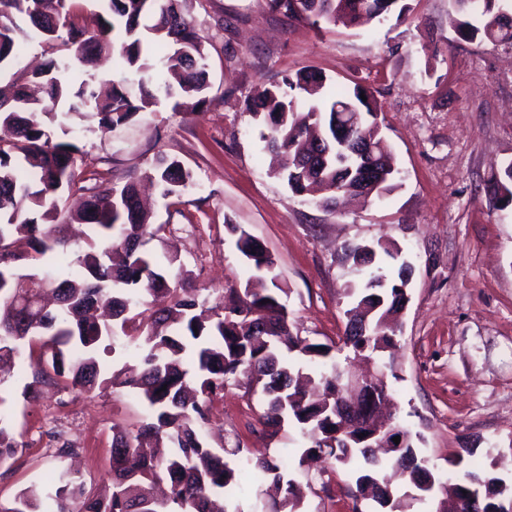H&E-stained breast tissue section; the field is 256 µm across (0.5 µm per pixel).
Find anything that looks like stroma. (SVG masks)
<instances>
[{
  "mask_svg": "<svg viewBox=\"0 0 512 512\" xmlns=\"http://www.w3.org/2000/svg\"><path fill=\"white\" fill-rule=\"evenodd\" d=\"M411 7L405 19L318 30L267 0H194L208 53L207 105L193 111L164 99L109 130L77 121L81 166L118 181L157 154L180 160L194 182L171 206L153 195L166 232L146 246L177 253L170 282L214 298L241 286L250 271L226 230L239 225L274 255L299 336L332 346L341 362L352 354L341 336L343 287L353 277L341 248L395 240L414 268L396 375L386 380L397 421L437 470H451L466 443L475 453L461 469L490 467L512 480V207L490 208L484 191L493 168L512 159V46L460 39L453 0ZM300 70L320 73L330 88L373 93L398 171L386 199L331 213L274 175L266 128L245 100ZM23 386L16 376L5 384L19 451L0 467V501L73 466L87 496L105 493L112 427L137 431L151 419L147 402L109 384L35 399ZM260 411L246 378L230 380L211 405L209 447L287 455L310 482L307 512H351L350 476L328 460L299 464L291 426L273 437L252 433Z\"/></svg>",
  "mask_w": 512,
  "mask_h": 512,
  "instance_id": "35a3bbf8",
  "label": "stroma"
}]
</instances>
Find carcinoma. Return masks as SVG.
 <instances>
[{
	"label": "carcinoma",
	"instance_id": "cac0c4a2",
	"mask_svg": "<svg viewBox=\"0 0 512 512\" xmlns=\"http://www.w3.org/2000/svg\"><path fill=\"white\" fill-rule=\"evenodd\" d=\"M0 0V66L19 62L24 44L36 37L52 49L42 67L12 74L15 92L0 96V378L15 366L28 382L26 397L48 386L57 391L89 392L99 383L98 351L125 331L131 302L141 311L136 348L139 366L126 385L143 397L152 421L137 433L112 436V493L84 496L80 477L61 470L48 474L0 503V512H243L241 498L255 480L284 486L273 512H302L306 494L301 473L288 469L279 455L256 459L237 447L231 463L209 448L201 428L209 422V406L224 396L229 379L247 378L261 397L259 423L276 429L295 425L307 440L301 453L325 455L346 470L355 486L371 483L381 491L376 512H411L414 504H443L445 512H468L462 500L477 492L483 499L512 502V482L490 471L465 470L446 476L430 466L413 445L409 430L398 427L401 447L382 458L363 436L336 433V407L344 391L337 388L341 368L331 362L332 348L298 336L281 302L276 262L265 247L242 227L227 225L251 270L233 299L206 309L205 301L183 288L170 287L168 268L177 258L141 250L165 230L139 201L140 183L151 182L165 200L180 197L193 174L180 161L160 156L148 168L134 171L122 183L92 173L94 185L77 171L73 142L54 139L52 127L67 136L73 116L95 118L115 127L161 98L176 97L193 110L208 102L211 88L206 51L189 4L193 0H99L101 27L91 34L78 21V0ZM268 0L269 6L291 18L346 26L367 23L396 12L411 11L406 0ZM501 0H455L461 20L458 36L512 46V29L497 26ZM117 56L124 71L139 75V99L126 90L125 79L98 81V64ZM325 79L310 71L287 76L246 101V110L268 129L265 148L285 158L278 177L301 195L312 187L321 192L316 204L336 207V199L355 194L354 174L330 155L318 167L297 166L318 145L336 136L334 125L349 119V107L364 115L355 134L375 146L377 166L385 175L362 194L378 199L397 188L396 170L377 122V105L356 85L336 93L329 103L298 111L302 93ZM365 98H360V95ZM320 129L323 138L312 133ZM489 205L503 210L512 203V160L490 178ZM89 225L90 234L76 251L69 230ZM24 236L31 252L12 250ZM343 261L364 286L350 280L347 322L359 325L352 348L367 357L394 345L399 313L408 298L412 267L402 262L387 277L376 262L398 259V244L379 237L367 244L342 247ZM25 261L52 267L35 292L52 290L59 308L31 313L19 299L20 266ZM270 280V288L252 283ZM319 363L329 372H317ZM7 401L0 390V465L19 451Z\"/></svg>",
	"mask_w": 512,
	"mask_h": 512
}]
</instances>
